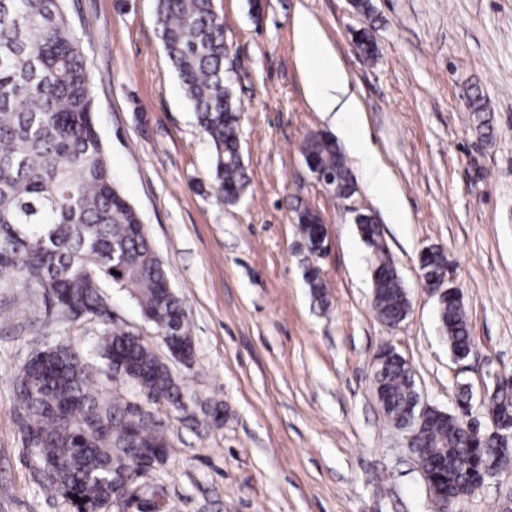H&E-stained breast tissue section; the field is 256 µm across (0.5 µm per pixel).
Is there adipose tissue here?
Listing matches in <instances>:
<instances>
[{
	"label": "adipose tissue",
	"mask_w": 512,
	"mask_h": 512,
	"mask_svg": "<svg viewBox=\"0 0 512 512\" xmlns=\"http://www.w3.org/2000/svg\"><path fill=\"white\" fill-rule=\"evenodd\" d=\"M295 37L310 103L332 116L336 135L357 159L365 183L390 205L395 219H402L399 195L390 172L381 163L369 136L360 129L361 109L356 99L347 94L348 77L339 67L333 48L319 27L305 16L295 21Z\"/></svg>",
	"instance_id": "obj_1"
}]
</instances>
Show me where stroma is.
Returning <instances> with one entry per match:
<instances>
[{"label": "stroma", "mask_w": 512, "mask_h": 512, "mask_svg": "<svg viewBox=\"0 0 512 512\" xmlns=\"http://www.w3.org/2000/svg\"><path fill=\"white\" fill-rule=\"evenodd\" d=\"M242 103L250 186L234 206L203 193L211 147L154 25L156 0H67L86 45L94 118L112 175L138 212L185 307L194 363L174 361L121 290L112 325L139 334L183 386L189 407L151 412L169 442L155 474L175 512H435L406 432L381 409L372 363L392 347L424 403L455 411L469 384L487 420L486 387L512 373V0H214ZM308 16L349 79L362 121L401 194L392 223L365 182L342 200L317 183L305 135L332 131L306 94L294 22ZM370 27L375 59L356 48ZM479 87L493 126L475 130L465 102ZM315 209L329 251L319 258L326 304L304 280L295 209ZM374 214L409 293L390 327L372 306L371 249L352 220ZM443 248L473 339L456 361L420 251ZM103 329L67 320L34 288H0V512H67L36 485L14 412V376L38 348L88 346ZM224 411L214 427V407ZM512 469L456 512H502Z\"/></svg>", "instance_id": "stroma-1"}]
</instances>
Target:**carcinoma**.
<instances>
[{"mask_svg":"<svg viewBox=\"0 0 512 512\" xmlns=\"http://www.w3.org/2000/svg\"><path fill=\"white\" fill-rule=\"evenodd\" d=\"M155 27L211 144L210 189L218 201L235 205L250 179L241 157V101L226 80L224 24L213 0H157ZM87 39L75 30L65 0H0V286L18 279L63 315L76 309L88 318L108 302L106 289H122L158 335L181 348L189 366L195 349L183 304L167 291L140 217L113 181L94 121ZM302 152L331 178L336 197L354 195L356 181L336 139L311 133ZM295 212L308 253L319 257L326 238L319 214L308 206ZM355 223L367 244L380 238L375 216L362 213ZM446 264L436 246L421 252L423 281L435 280ZM305 278L312 295L325 302L318 268L308 265ZM373 308L389 326L409 314L407 291L386 251L373 269ZM439 317L454 357L467 359L472 338L452 285ZM43 352L49 361L23 364L14 389L23 448L49 467L38 488L82 512L107 508L127 484L135 495L168 458L167 438L148 407L179 406L181 385L141 336L110 323L87 351L57 344ZM380 355L376 396L395 424L413 430L411 451L429 490L454 504L512 464L511 374L486 400L495 426L465 420L471 397L464 387L458 412L436 408L419 423L412 369L390 347ZM91 356L112 379L135 383L144 408L100 385Z\"/></svg>","mask_w":512,"mask_h":512,"instance_id":"carcinoma-1","label":"carcinoma"}]
</instances>
